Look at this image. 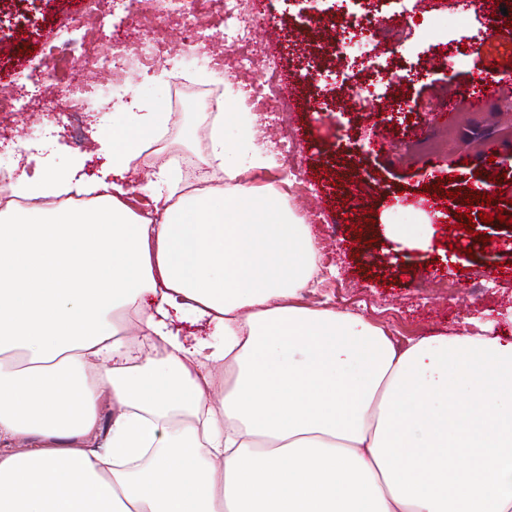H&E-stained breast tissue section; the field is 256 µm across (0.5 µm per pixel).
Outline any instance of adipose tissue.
<instances>
[{"label":"adipose tissue","instance_id":"adipose-tissue-1","mask_svg":"<svg viewBox=\"0 0 512 512\" xmlns=\"http://www.w3.org/2000/svg\"><path fill=\"white\" fill-rule=\"evenodd\" d=\"M203 118L221 188L180 193L151 148L169 115L134 95L96 153L65 169L33 154L17 176L27 207L0 209V512H512V340L472 318L402 345L305 304L309 225L247 186L273 160L225 140L245 113ZM141 165L147 217L126 201ZM63 196L90 203L45 207ZM131 327L164 355L126 361Z\"/></svg>","mask_w":512,"mask_h":512}]
</instances>
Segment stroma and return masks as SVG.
Wrapping results in <instances>:
<instances>
[{"label": "stroma", "instance_id": "35a3bbf8", "mask_svg": "<svg viewBox=\"0 0 512 512\" xmlns=\"http://www.w3.org/2000/svg\"><path fill=\"white\" fill-rule=\"evenodd\" d=\"M332 5L333 0H316L313 12L321 22L302 31L289 0H263L274 31L255 30L253 48L258 57L274 56L298 112L284 129L272 105L252 109L256 143L270 151L275 141L293 138L299 145L294 164L308 183L303 192H295L289 165L279 158L273 167L254 173L252 186L270 185L284 193L323 245L324 268L314 287L325 307L358 314L401 340L451 331L463 318L483 315L496 320L497 335L512 337L505 315L512 306V227L500 226L499 238L480 243L457 228L455 218L465 198L473 200L474 213L486 210L476 203L474 189L488 180L503 197L486 211L512 216V111L505 110L502 98L476 111L459 94L477 87L479 80L512 72L507 50L512 18L474 11L465 28L450 34L428 36L418 27L384 37L383 57L405 58L421 75L411 81L388 77L387 108L376 111L356 97L357 87L372 79L371 70L328 62L304 78L288 47L289 41L301 39L325 45L332 35ZM64 21L63 0H0V87L18 95L25 84L40 79L48 60L29 44L52 36ZM450 44L466 47L473 67L449 72L445 55ZM236 54L235 48H224L214 66L190 71L187 83H261L263 66L231 70ZM157 55L150 69L132 65L121 94L137 92L152 111L163 112L176 83L170 65L180 51L168 43ZM145 70L150 80H142ZM195 104L194 93H183L166 137L199 154L205 150V130ZM490 145L499 161L491 172L482 162ZM432 185L448 201L445 215L423 226L428 247L391 249L388 225L418 223L419 213L430 212L437 195L429 193Z\"/></svg>", "mask_w": 512, "mask_h": 512}]
</instances>
